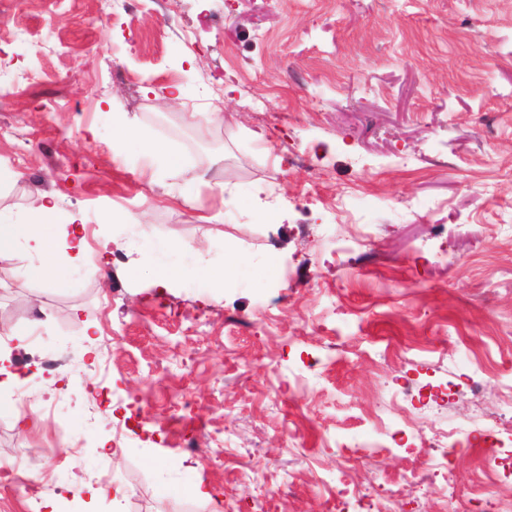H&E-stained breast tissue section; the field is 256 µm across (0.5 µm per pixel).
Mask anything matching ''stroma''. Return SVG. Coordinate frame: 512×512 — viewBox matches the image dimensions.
Here are the masks:
<instances>
[{"mask_svg":"<svg viewBox=\"0 0 512 512\" xmlns=\"http://www.w3.org/2000/svg\"><path fill=\"white\" fill-rule=\"evenodd\" d=\"M99 7L0 0V209L25 221L54 194L100 255L60 286L25 277V247L0 264V351L29 392H0V460L23 466L0 512H37L76 457L113 473L124 512H330L381 486L398 512H469L511 493L462 446L461 497L411 475L474 411L512 438V0H129L96 26ZM213 107L223 122L183 119ZM199 250L239 257L223 287L155 279ZM50 352L70 358L52 386ZM382 415L414 454L373 447Z\"/></svg>","mask_w":512,"mask_h":512,"instance_id":"stroma-1","label":"stroma"}]
</instances>
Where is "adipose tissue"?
Listing matches in <instances>:
<instances>
[{
  "instance_id": "adipose-tissue-1",
  "label": "adipose tissue",
  "mask_w": 512,
  "mask_h": 512,
  "mask_svg": "<svg viewBox=\"0 0 512 512\" xmlns=\"http://www.w3.org/2000/svg\"><path fill=\"white\" fill-rule=\"evenodd\" d=\"M58 220V202L55 196L41 194L34 202L32 218L21 222L6 212L0 211V263L13 259L17 242H25L28 250L38 256L37 264L31 265L30 278L40 281L58 282L65 276L64 268L54 265L51 258L55 251H63L66 258L75 264L95 265L98 256L91 250L77 228H61L58 236H49V228ZM239 260L230 257L227 264L218 266L211 263L205 256H198L194 265L173 267L158 265L154 273L163 284H176L186 275H194L212 282L223 281L232 274Z\"/></svg>"
}]
</instances>
